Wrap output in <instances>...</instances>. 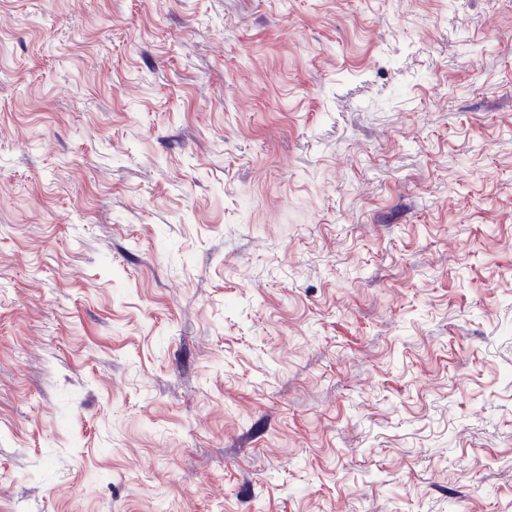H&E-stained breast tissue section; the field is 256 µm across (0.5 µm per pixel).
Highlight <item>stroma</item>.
<instances>
[{
    "label": "stroma",
    "mask_w": 512,
    "mask_h": 512,
    "mask_svg": "<svg viewBox=\"0 0 512 512\" xmlns=\"http://www.w3.org/2000/svg\"><path fill=\"white\" fill-rule=\"evenodd\" d=\"M0 512H512V0H0Z\"/></svg>",
    "instance_id": "obj_1"
}]
</instances>
